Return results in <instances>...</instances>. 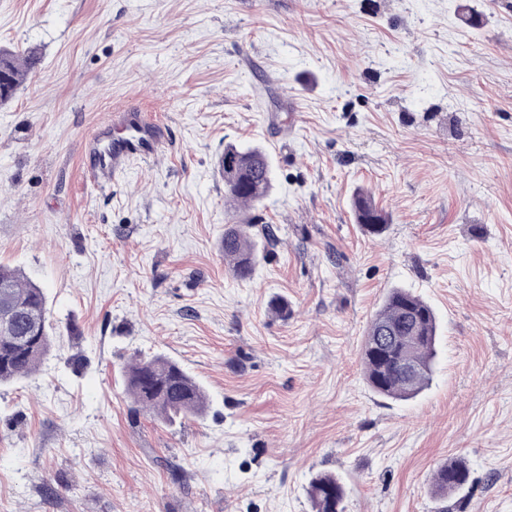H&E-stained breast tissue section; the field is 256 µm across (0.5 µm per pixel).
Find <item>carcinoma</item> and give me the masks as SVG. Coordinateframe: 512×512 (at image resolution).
<instances>
[{
    "label": "carcinoma",
    "instance_id": "cac0c4a2",
    "mask_svg": "<svg viewBox=\"0 0 512 512\" xmlns=\"http://www.w3.org/2000/svg\"><path fill=\"white\" fill-rule=\"evenodd\" d=\"M38 50L30 48L19 57L0 51V102L13 98L28 72L39 63ZM224 177V201L235 208L263 202L272 187V167L258 147L229 145L220 160ZM352 206L357 223L369 233L380 234L388 224L385 212L372 196L354 193ZM251 224L232 223L224 228L222 250L233 275L250 277L254 270L255 242ZM392 341L381 342L382 328ZM437 316L421 297L405 288H393L375 312L366 330L362 362L369 385L377 393L399 401L418 396L429 385L436 356ZM51 326L42 288L20 270L0 265V384L36 372L51 347ZM420 365L411 381L397 365L399 357ZM126 389L143 409L172 422L201 415L209 405L206 391L178 363L164 354L137 355L126 370ZM470 471L461 460L444 462L432 474V490L446 496L462 490ZM346 489L333 473L313 476L307 487L311 512H344Z\"/></svg>",
    "mask_w": 512,
    "mask_h": 512
}]
</instances>
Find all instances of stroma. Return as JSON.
Listing matches in <instances>:
<instances>
[{
  "label": "stroma",
  "mask_w": 512,
  "mask_h": 512,
  "mask_svg": "<svg viewBox=\"0 0 512 512\" xmlns=\"http://www.w3.org/2000/svg\"><path fill=\"white\" fill-rule=\"evenodd\" d=\"M31 46L0 104V264L43 288L54 335L0 385V512H311L320 472L346 512H512V0H0V49ZM130 104L168 144L98 189L81 141ZM230 144L273 169L247 216L278 241L243 280L220 246ZM393 288L439 325L409 401L361 360ZM140 353L182 364L206 413L137 409ZM457 457L470 480L438 501ZM352 206L358 224L369 233L381 234L387 227L388 217L379 209L372 196L362 190L354 193ZM470 471L461 460L444 462L432 474V490L438 496H448L462 490L469 482Z\"/></svg>",
  "instance_id": "stroma-1"
}]
</instances>
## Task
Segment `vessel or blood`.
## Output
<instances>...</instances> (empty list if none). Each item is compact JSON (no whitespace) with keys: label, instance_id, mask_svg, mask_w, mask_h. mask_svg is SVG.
Instances as JSON below:
<instances>
[{"label":"vessel or blood","instance_id":"b4317fda","mask_svg":"<svg viewBox=\"0 0 512 512\" xmlns=\"http://www.w3.org/2000/svg\"><path fill=\"white\" fill-rule=\"evenodd\" d=\"M168 141L166 127L146 119L135 107L111 112L81 143V156L91 182L109 187L132 161L155 158Z\"/></svg>","mask_w":512,"mask_h":512}]
</instances>
